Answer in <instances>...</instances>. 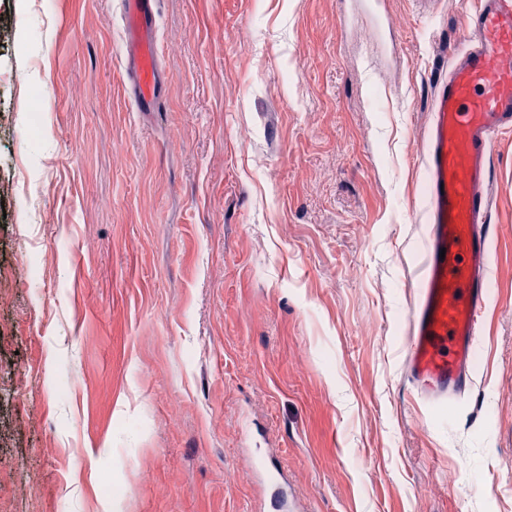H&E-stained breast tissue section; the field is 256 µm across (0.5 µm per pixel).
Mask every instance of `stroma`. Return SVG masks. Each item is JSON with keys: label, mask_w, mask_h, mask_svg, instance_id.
<instances>
[{"label": "stroma", "mask_w": 512, "mask_h": 512, "mask_svg": "<svg viewBox=\"0 0 512 512\" xmlns=\"http://www.w3.org/2000/svg\"><path fill=\"white\" fill-rule=\"evenodd\" d=\"M476 2L158 0L143 112L117 0H0V512H512V134L469 387L404 372Z\"/></svg>", "instance_id": "stroma-1"}]
</instances>
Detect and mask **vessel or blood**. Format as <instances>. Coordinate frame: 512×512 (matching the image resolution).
<instances>
[{"mask_svg": "<svg viewBox=\"0 0 512 512\" xmlns=\"http://www.w3.org/2000/svg\"><path fill=\"white\" fill-rule=\"evenodd\" d=\"M158 0H118L128 47L130 90L139 109L160 104ZM466 44L450 57L431 103L424 157L430 229L424 275L411 310L405 375L421 399L463 393L486 309L490 160L512 132V0H479L463 23Z\"/></svg>", "mask_w": 512, "mask_h": 512, "instance_id": "1", "label": "vessel or blood"}]
</instances>
